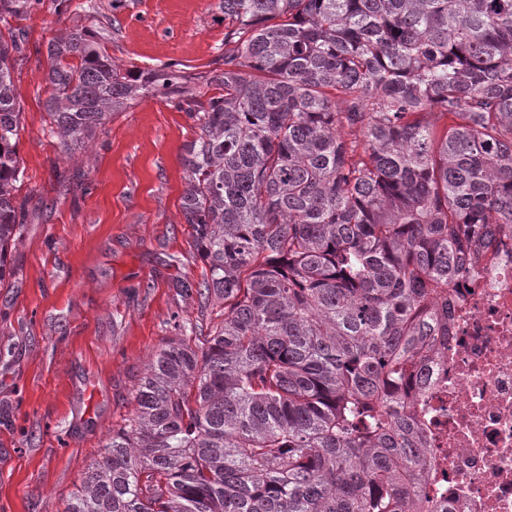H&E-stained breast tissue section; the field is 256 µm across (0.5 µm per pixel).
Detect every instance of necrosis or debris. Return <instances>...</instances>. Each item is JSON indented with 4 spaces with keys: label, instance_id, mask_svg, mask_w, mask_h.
<instances>
[{
    "label": "necrosis or debris",
    "instance_id": "obj_1",
    "mask_svg": "<svg viewBox=\"0 0 512 512\" xmlns=\"http://www.w3.org/2000/svg\"><path fill=\"white\" fill-rule=\"evenodd\" d=\"M448 291V361L416 397L429 477L446 488L448 512H512V238Z\"/></svg>",
    "mask_w": 512,
    "mask_h": 512
}]
</instances>
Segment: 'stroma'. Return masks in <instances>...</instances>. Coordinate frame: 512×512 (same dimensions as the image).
Listing matches in <instances>:
<instances>
[{
    "mask_svg": "<svg viewBox=\"0 0 512 512\" xmlns=\"http://www.w3.org/2000/svg\"><path fill=\"white\" fill-rule=\"evenodd\" d=\"M121 32L108 51L150 71L169 61L207 70L224 45L217 0H98ZM23 23L14 79L22 107L17 192L27 222L0 288V512H63L91 461L135 408L155 352L199 316L205 265L180 213L186 112L146 97L110 121L73 159L49 134L45 49L90 14L54 11Z\"/></svg>",
    "mask_w": 512,
    "mask_h": 512,
    "instance_id": "1",
    "label": "stroma"
}]
</instances>
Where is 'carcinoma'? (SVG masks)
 Returning a JSON list of instances; mask_svg holds the SVG:
<instances>
[{"label":"carcinoma","mask_w":512,"mask_h":512,"mask_svg":"<svg viewBox=\"0 0 512 512\" xmlns=\"http://www.w3.org/2000/svg\"><path fill=\"white\" fill-rule=\"evenodd\" d=\"M43 2L0 0V21ZM218 8L224 54L191 79L116 64L118 24L91 3L95 29L47 44L68 157L151 94L194 120L181 215L206 265L182 283L200 317L153 355L64 512H418L427 432L402 398L447 361L448 286L512 235V0ZM27 44L0 33V286L26 223Z\"/></svg>","instance_id":"carcinoma-1"}]
</instances>
